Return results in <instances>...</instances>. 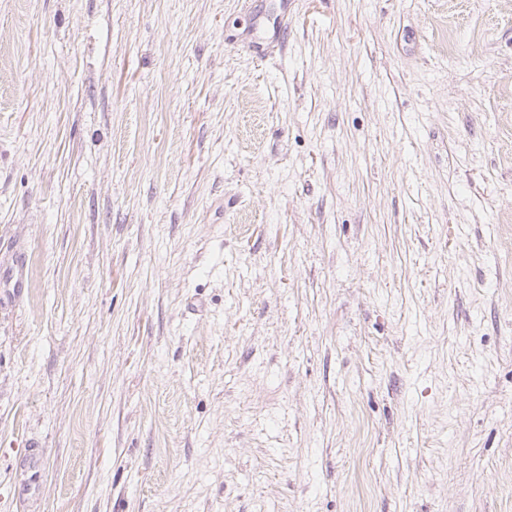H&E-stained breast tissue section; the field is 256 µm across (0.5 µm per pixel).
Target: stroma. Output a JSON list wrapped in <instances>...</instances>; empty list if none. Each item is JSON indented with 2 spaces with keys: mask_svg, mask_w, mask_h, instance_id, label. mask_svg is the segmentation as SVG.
<instances>
[{
  "mask_svg": "<svg viewBox=\"0 0 512 512\" xmlns=\"http://www.w3.org/2000/svg\"><path fill=\"white\" fill-rule=\"evenodd\" d=\"M511 238L512 0H0V512H512Z\"/></svg>",
  "mask_w": 512,
  "mask_h": 512,
  "instance_id": "obj_1",
  "label": "stroma"
}]
</instances>
